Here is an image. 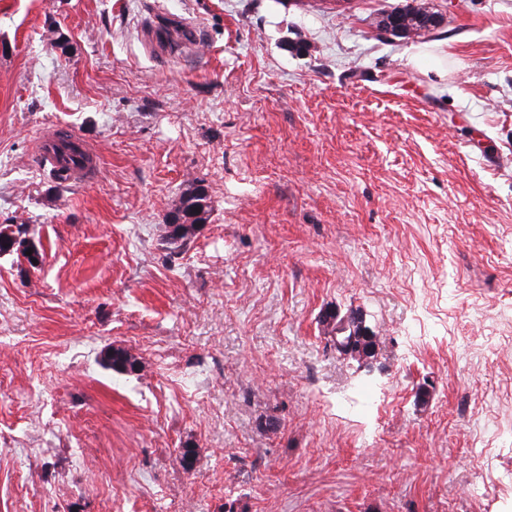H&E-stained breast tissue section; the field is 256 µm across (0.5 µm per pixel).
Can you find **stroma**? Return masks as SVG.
Listing matches in <instances>:
<instances>
[{
  "label": "stroma",
  "instance_id": "stroma-1",
  "mask_svg": "<svg viewBox=\"0 0 512 512\" xmlns=\"http://www.w3.org/2000/svg\"><path fill=\"white\" fill-rule=\"evenodd\" d=\"M4 225L0 512H512V0H0ZM35 157L68 181L89 182L99 165L97 152L77 135L56 127L38 139ZM207 199L205 191L198 190L180 200L175 223L169 224V244L174 251L186 245L195 236L199 225L206 221Z\"/></svg>",
  "mask_w": 512,
  "mask_h": 512
}]
</instances>
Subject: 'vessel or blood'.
I'll list each match as a JSON object with an SVG mask.
<instances>
[{
    "instance_id": "vessel-or-blood-1",
    "label": "vessel or blood",
    "mask_w": 512,
    "mask_h": 512,
    "mask_svg": "<svg viewBox=\"0 0 512 512\" xmlns=\"http://www.w3.org/2000/svg\"><path fill=\"white\" fill-rule=\"evenodd\" d=\"M34 151L41 164L74 181H91L99 164L97 152L87 142L60 128L42 136Z\"/></svg>"
}]
</instances>
